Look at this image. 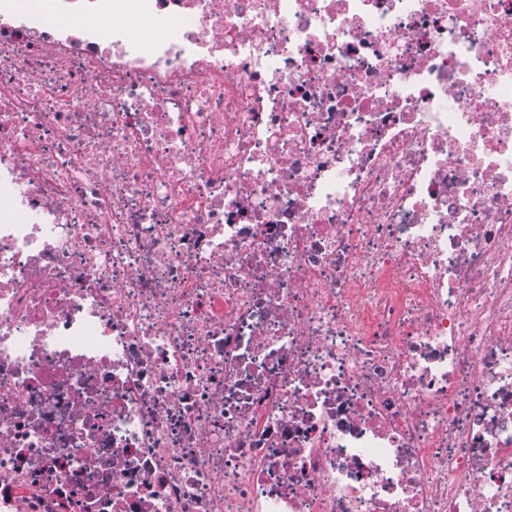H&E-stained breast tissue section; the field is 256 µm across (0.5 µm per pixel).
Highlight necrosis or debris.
<instances>
[{
  "instance_id": "1",
  "label": "necrosis or debris",
  "mask_w": 512,
  "mask_h": 512,
  "mask_svg": "<svg viewBox=\"0 0 512 512\" xmlns=\"http://www.w3.org/2000/svg\"><path fill=\"white\" fill-rule=\"evenodd\" d=\"M0 512H512V0H0Z\"/></svg>"
}]
</instances>
